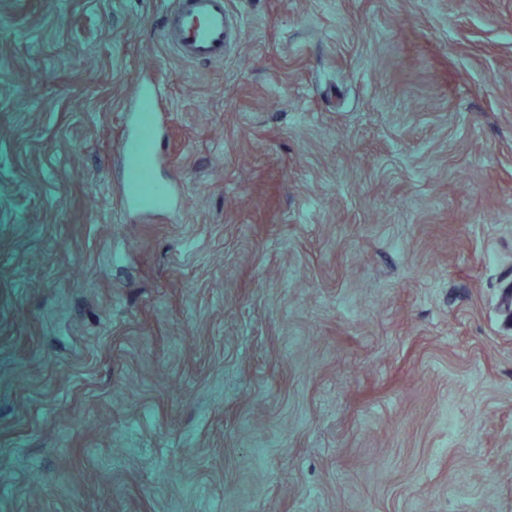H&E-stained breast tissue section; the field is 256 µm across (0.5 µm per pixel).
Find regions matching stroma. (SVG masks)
<instances>
[{
	"instance_id": "stroma-1",
	"label": "stroma",
	"mask_w": 512,
	"mask_h": 512,
	"mask_svg": "<svg viewBox=\"0 0 512 512\" xmlns=\"http://www.w3.org/2000/svg\"><path fill=\"white\" fill-rule=\"evenodd\" d=\"M226 2L0 0V512H512V0ZM162 38L180 55L194 61H221L227 48L230 20L224 0H170Z\"/></svg>"
}]
</instances>
